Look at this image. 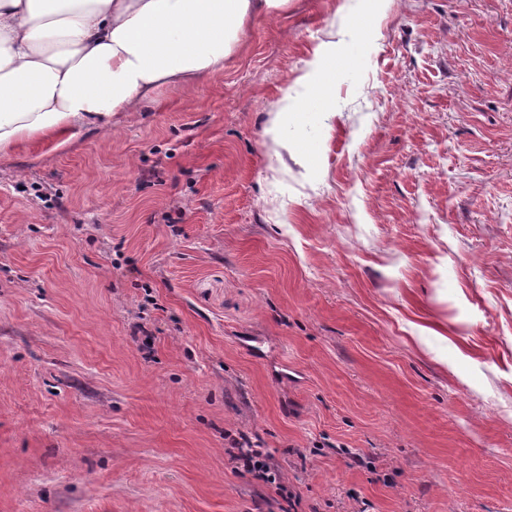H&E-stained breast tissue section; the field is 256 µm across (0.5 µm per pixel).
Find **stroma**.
I'll list each match as a JSON object with an SVG mask.
<instances>
[{"label": "stroma", "instance_id": "1", "mask_svg": "<svg viewBox=\"0 0 512 512\" xmlns=\"http://www.w3.org/2000/svg\"><path fill=\"white\" fill-rule=\"evenodd\" d=\"M0 512H512V0H290L1 157ZM324 71H322L321 76L314 80L311 85L308 87V93L304 96H296L291 97L288 96V92H286L283 97L279 100V106L281 110H292L295 112H306L308 109H311L316 105L315 102L319 99H322L325 105H330V98L327 93V83L324 77ZM314 86H316V89H318L317 93L314 95V97L310 98V93L312 91V88L314 89ZM234 459L240 463L242 462L243 468L257 479L267 484H275L276 490H281L276 473L272 474L274 469L268 463L269 456L267 454L264 455L261 451L251 448L244 452L241 448Z\"/></svg>", "mask_w": 512, "mask_h": 512}]
</instances>
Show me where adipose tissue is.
Returning <instances> with one entry per match:
<instances>
[{"mask_svg": "<svg viewBox=\"0 0 512 512\" xmlns=\"http://www.w3.org/2000/svg\"><path fill=\"white\" fill-rule=\"evenodd\" d=\"M289 0H0V154L66 146L221 73L245 25Z\"/></svg>", "mask_w": 512, "mask_h": 512, "instance_id": "1", "label": "adipose tissue"}]
</instances>
